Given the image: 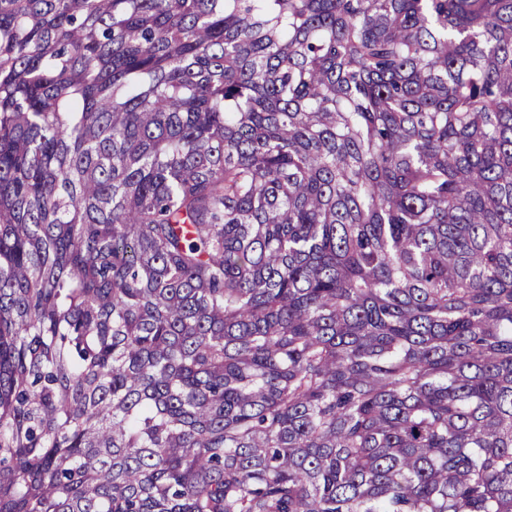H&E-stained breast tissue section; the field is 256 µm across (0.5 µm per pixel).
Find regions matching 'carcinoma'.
Returning <instances> with one entry per match:
<instances>
[{
  "label": "carcinoma",
  "instance_id": "1",
  "mask_svg": "<svg viewBox=\"0 0 512 512\" xmlns=\"http://www.w3.org/2000/svg\"><path fill=\"white\" fill-rule=\"evenodd\" d=\"M0 512H512V0H0Z\"/></svg>",
  "mask_w": 512,
  "mask_h": 512
}]
</instances>
